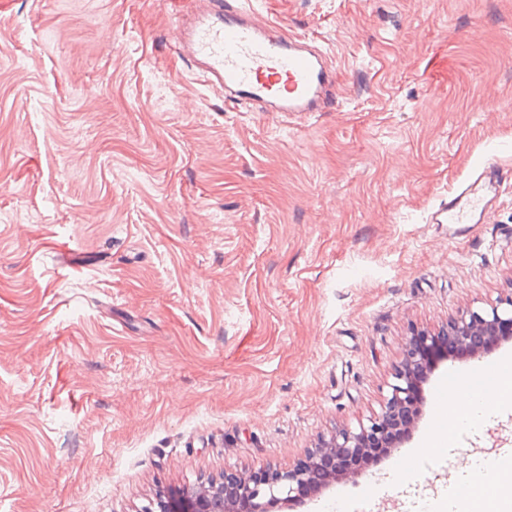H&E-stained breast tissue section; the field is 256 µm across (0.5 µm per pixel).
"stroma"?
<instances>
[{"mask_svg":"<svg viewBox=\"0 0 512 512\" xmlns=\"http://www.w3.org/2000/svg\"><path fill=\"white\" fill-rule=\"evenodd\" d=\"M190 2L0 0V512L296 463L377 410L412 331L512 287V0H254L338 71L308 117L202 82ZM482 164L489 219L430 223ZM492 459L512 405L451 431L426 398L400 448L273 512H417Z\"/></svg>","mask_w":512,"mask_h":512,"instance_id":"stroma-1","label":"stroma"}]
</instances>
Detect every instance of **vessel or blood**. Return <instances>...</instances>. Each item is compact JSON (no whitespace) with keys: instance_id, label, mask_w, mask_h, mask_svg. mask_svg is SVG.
<instances>
[{"instance_id":"vessel-or-blood-1","label":"vessel or blood","mask_w":512,"mask_h":512,"mask_svg":"<svg viewBox=\"0 0 512 512\" xmlns=\"http://www.w3.org/2000/svg\"><path fill=\"white\" fill-rule=\"evenodd\" d=\"M180 20L179 51L189 58L208 86L226 97L264 105L269 112H328L336 106L335 78L317 47L298 36H285L255 18L244 0H194ZM499 171L481 166L474 181L462 185L430 215L434 224H467L484 212L495 193ZM502 368L479 365L469 384L489 393L502 383Z\"/></svg>"}]
</instances>
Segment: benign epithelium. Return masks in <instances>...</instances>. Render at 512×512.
<instances>
[{
  "label": "benign epithelium",
  "instance_id": "obj_1",
  "mask_svg": "<svg viewBox=\"0 0 512 512\" xmlns=\"http://www.w3.org/2000/svg\"><path fill=\"white\" fill-rule=\"evenodd\" d=\"M511 340L512 292L486 306L461 311L438 333L407 340L379 411L356 428L336 430L308 453L305 463L285 469L226 470L224 486L184 490L158 499L143 512H270L278 502L300 498L309 486L322 488L341 476H355L360 473L362 457L387 454L409 437L411 422L404 414L414 410L421 383L436 359L451 353L478 358L492 346Z\"/></svg>",
  "mask_w": 512,
  "mask_h": 512
}]
</instances>
